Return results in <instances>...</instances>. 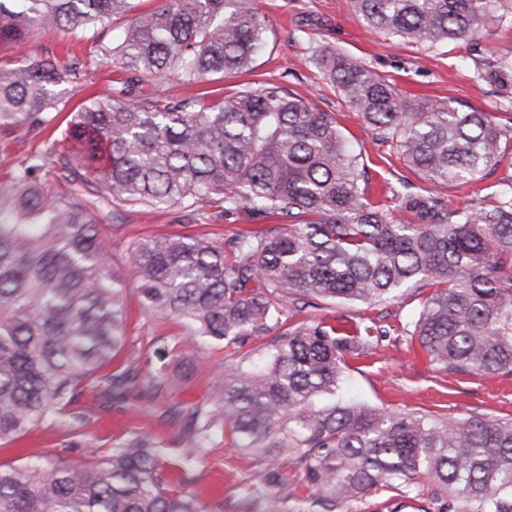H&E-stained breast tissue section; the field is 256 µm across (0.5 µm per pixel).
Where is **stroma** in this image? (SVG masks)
<instances>
[{"label": "stroma", "mask_w": 512, "mask_h": 512, "mask_svg": "<svg viewBox=\"0 0 512 512\" xmlns=\"http://www.w3.org/2000/svg\"><path fill=\"white\" fill-rule=\"evenodd\" d=\"M273 34L264 55L251 71L212 76L206 88L232 91L247 83L270 81L302 95L315 108L333 115L345 135L360 151L371 184L396 181L409 172L395 150L379 144L376 130L345 103L328 84L309 57L315 46L323 45L361 59L384 75L405 99L452 102L459 108L472 107L484 112L512 114V88L504 90L478 79L487 48L512 50V9L498 10L490 34L447 46L433 52L410 42L386 38L367 29L356 16L351 0H257ZM76 34L31 29L23 47L0 44V59L17 56L45 59L63 66L69 61L66 48L75 44ZM116 63H102L85 85L56 87V108L60 115L80 107L82 102L103 96L108 79L117 77ZM46 134L11 133L0 127V176L17 159L37 151H47ZM100 240L112 255V271L124 279L128 298L127 351L144 354L157 337L178 342L177 364L167 393L152 404L139 403L129 396L120 406H107L97 395L83 393L75 409L86 416L76 423L63 416L53 426L33 430L19 443L0 448V462L19 463L30 453L66 450L71 460H80L84 445L112 448L128 432L149 430L164 440L176 438L182 425L160 423L164 406L179 403L191 406L210 398V379L225 363L237 361L241 352L223 345L184 342V329L174 318L144 312L130 279V241L153 234L194 233L201 231L214 239H226L243 231H262L273 225L270 217L241 210L228 217H212L195 223L175 209L147 212L140 208L126 211L112 206L96 213ZM422 300L414 289H405L398 299L378 306L365 304H325L296 313L297 323L320 321L341 326L349 332L370 318H383L390 334L364 355L348 358L349 394L392 411H419L436 414L482 413L493 418L512 419V375L479 378L434 367L426 352L403 326ZM257 462L240 453L232 436L211 448L204 461L189 471L192 490L216 491L224 512H242V499L256 480ZM287 488L274 489L266 506L271 512H308L309 492L299 471L285 468Z\"/></svg>", "instance_id": "35a3bbf8"}]
</instances>
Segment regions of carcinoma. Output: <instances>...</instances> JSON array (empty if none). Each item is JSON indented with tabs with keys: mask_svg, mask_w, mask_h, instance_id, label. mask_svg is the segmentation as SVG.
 Returning <instances> with one entry per match:
<instances>
[{
	"mask_svg": "<svg viewBox=\"0 0 512 512\" xmlns=\"http://www.w3.org/2000/svg\"><path fill=\"white\" fill-rule=\"evenodd\" d=\"M367 27L439 50L489 32L500 0H351ZM126 17L123 38L112 21ZM32 28L81 33L82 58L59 67L25 57L0 65V126H50L61 84L76 86L105 59L124 73L66 119L59 177L86 194L55 190L43 155L16 162L0 180V446L52 424L89 390L122 402L131 389L154 401L167 390V340L143 364L101 368L126 343L123 282L99 243L101 199L122 208L206 207L229 216L251 208L288 220L219 242L203 233L130 242L139 301L183 321L185 340L240 347L269 335L257 361L224 366L212 399L159 414L185 420L171 443L133 433L107 453L86 446L74 463L55 453L0 463V512H223L172 486L163 465L202 457L229 431L264 465L257 478L282 484L280 467L312 488V512L381 489L415 490L426 476L444 512H512V421L480 414L395 413L346 396L347 357L389 329L369 319L358 338L322 324L295 326L287 308L385 303L403 288H431L404 333L437 367L475 376L512 375V181L488 198L451 208L397 179L369 197L360 154L334 118L288 88L245 85L208 102L171 100L174 78L195 84L249 71L272 30L257 0H0V42ZM311 62L348 106L391 142L406 166L435 185L466 184L512 154V117L443 102L402 99L383 75L317 46ZM481 76L512 87V62ZM151 85L150 93L145 86ZM418 219L406 224L394 212ZM146 383L135 387L140 367Z\"/></svg>",
	"mask_w": 512,
	"mask_h": 512,
	"instance_id": "obj_1",
	"label": "carcinoma"
}]
</instances>
